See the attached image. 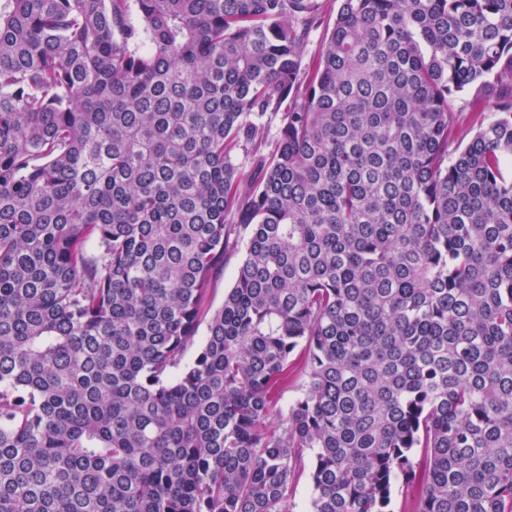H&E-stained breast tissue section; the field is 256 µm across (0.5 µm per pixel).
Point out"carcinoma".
<instances>
[{"instance_id": "carcinoma-1", "label": "carcinoma", "mask_w": 512, "mask_h": 512, "mask_svg": "<svg viewBox=\"0 0 512 512\" xmlns=\"http://www.w3.org/2000/svg\"><path fill=\"white\" fill-rule=\"evenodd\" d=\"M324 18L0 0V512H512V0ZM324 6V12L326 14L325 21L321 27L317 28L312 33L310 41L308 42L303 54V64L305 66L311 63L317 54L318 49L327 33L328 23H330V28L332 27V23L336 18V14L341 6V0H324ZM453 107L459 128L464 131L472 129L467 135V140L474 133V130L483 118V115L480 116L478 113L480 111L473 108L470 103V96L467 94L457 97L454 101ZM239 260V255H234L231 257L224 266V273L220 278L216 280L209 301V307L212 310L219 308L224 303V293L228 288L231 287L234 281Z\"/></svg>"}]
</instances>
